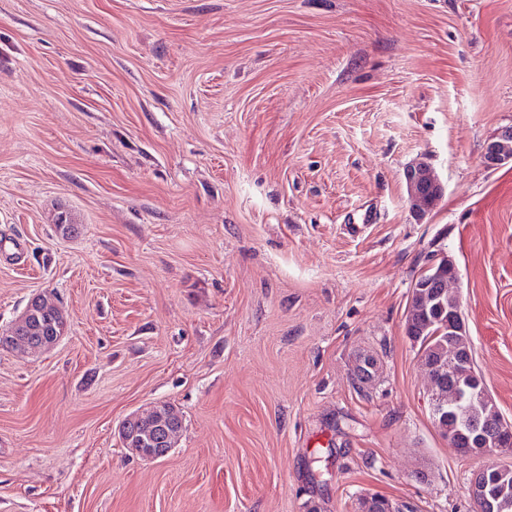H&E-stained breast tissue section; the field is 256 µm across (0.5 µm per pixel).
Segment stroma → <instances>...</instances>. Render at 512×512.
<instances>
[{
    "mask_svg": "<svg viewBox=\"0 0 512 512\" xmlns=\"http://www.w3.org/2000/svg\"><path fill=\"white\" fill-rule=\"evenodd\" d=\"M505 125L512 0H0V330L45 291L67 319L0 348V512H472L405 319L452 256L512 420ZM162 402L146 460L120 426ZM423 166L421 162L408 166L404 171V179L410 196L421 197L417 199L423 205H430L438 196L422 197L427 194L440 195L442 186L439 182H430L425 180L420 173L419 167Z\"/></svg>",
    "mask_w": 512,
    "mask_h": 512,
    "instance_id": "obj_1",
    "label": "stroma"
}]
</instances>
